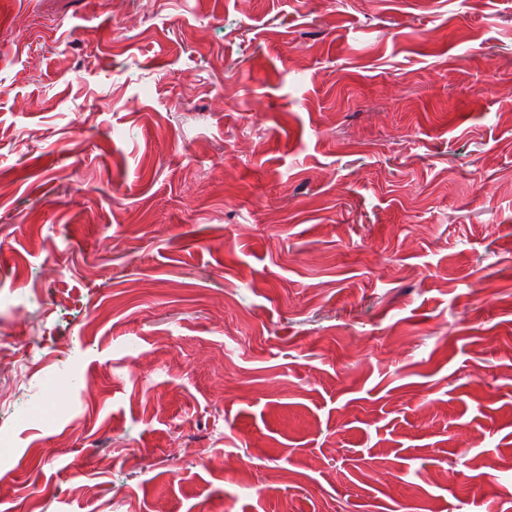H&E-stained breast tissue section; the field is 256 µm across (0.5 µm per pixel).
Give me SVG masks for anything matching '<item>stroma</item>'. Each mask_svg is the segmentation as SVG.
I'll list each match as a JSON object with an SVG mask.
<instances>
[{"instance_id":"35a3bbf8","label":"stroma","mask_w":512,"mask_h":512,"mask_svg":"<svg viewBox=\"0 0 512 512\" xmlns=\"http://www.w3.org/2000/svg\"><path fill=\"white\" fill-rule=\"evenodd\" d=\"M0 306V512H512V0H0ZM21 395V391L18 385H2L0 382V404L6 403L7 405H11L12 412L10 413L11 419L14 422L23 421L32 414L33 410L29 406H21L19 397Z\"/></svg>"}]
</instances>
